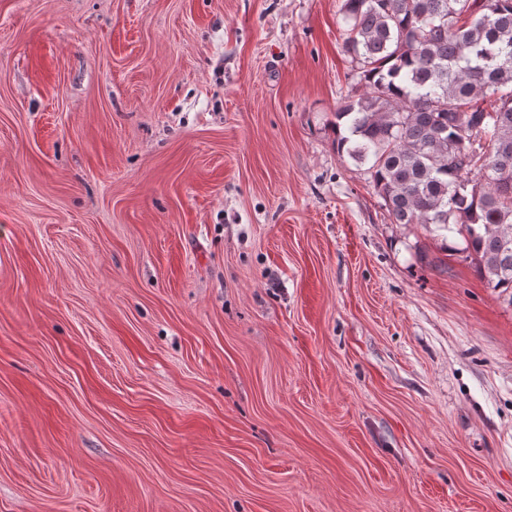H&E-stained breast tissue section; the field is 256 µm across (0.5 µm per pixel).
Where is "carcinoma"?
<instances>
[{"mask_svg": "<svg viewBox=\"0 0 512 512\" xmlns=\"http://www.w3.org/2000/svg\"><path fill=\"white\" fill-rule=\"evenodd\" d=\"M337 149L393 224L460 237L512 304V0H343ZM490 106H483L486 99Z\"/></svg>", "mask_w": 512, "mask_h": 512, "instance_id": "obj_1", "label": "carcinoma"}]
</instances>
